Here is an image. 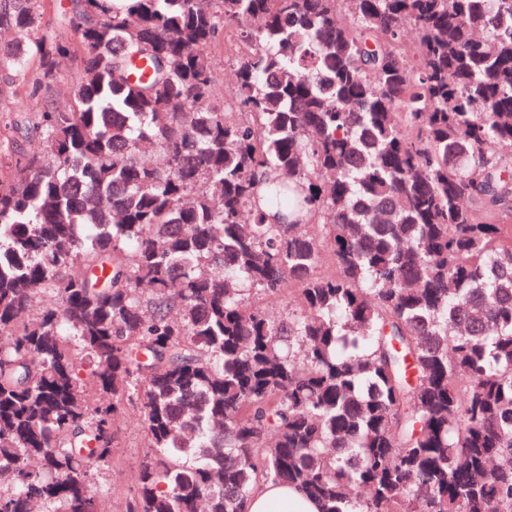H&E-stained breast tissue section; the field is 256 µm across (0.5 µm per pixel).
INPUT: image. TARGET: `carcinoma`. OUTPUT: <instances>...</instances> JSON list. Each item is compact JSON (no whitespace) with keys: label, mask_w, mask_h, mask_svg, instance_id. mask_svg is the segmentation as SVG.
Instances as JSON below:
<instances>
[{"label":"carcinoma","mask_w":512,"mask_h":512,"mask_svg":"<svg viewBox=\"0 0 512 512\" xmlns=\"http://www.w3.org/2000/svg\"><path fill=\"white\" fill-rule=\"evenodd\" d=\"M0 30V512H99L129 407L126 512L269 481L512 512V0H0ZM57 78L52 84L54 94L63 93L65 88L72 83L80 71L79 60L73 57H67L60 60L57 68Z\"/></svg>","instance_id":"cac0c4a2"}]
</instances>
